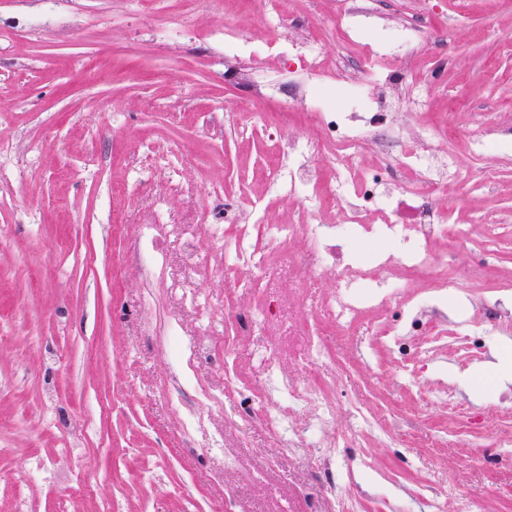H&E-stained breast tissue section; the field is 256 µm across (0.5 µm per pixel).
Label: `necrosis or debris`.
Instances as JSON below:
<instances>
[{"label": "necrosis or debris", "instance_id": "necrosis-or-debris-1", "mask_svg": "<svg viewBox=\"0 0 512 512\" xmlns=\"http://www.w3.org/2000/svg\"><path fill=\"white\" fill-rule=\"evenodd\" d=\"M381 3L336 0L333 25L338 33L354 44L365 36L371 40L360 64L342 63L325 73L323 43L308 30L276 48L298 79L287 86L265 87V95L292 108L318 102V123L308 137L276 138L270 189L295 208L289 221L281 224L264 223L260 197L238 210L234 231L224 238V253L233 259L224 268V281L234 282L237 268L244 267L250 277L243 281V288L266 291L264 272L274 264L297 289L307 288L309 279L329 272L336 290L308 312L277 301L246 309L225 305V314L257 332L259 339L243 347L225 345L224 360L234 364L256 360L270 366L266 383L249 388L248 393L255 414L286 448L309 447L320 435L330 448L347 447L357 438L356 433L336 431L338 405L325 388L272 371L280 356L299 355L308 368H319L330 355L324 343L329 328L355 342L365 362L391 353L392 366L411 376L405 392L414 402L453 414L464 434L484 440L488 447L511 448L512 438L501 435L503 419L512 415L511 391L496 392L475 410L455 393L439 398L412 379L414 355L434 353L451 340L479 357L488 352L489 345L467 313L452 318L439 313L448 286L447 271L436 273L433 287L418 300H406L403 293L415 274L430 267L433 244L449 237L450 211L439 200L449 184L458 180L460 168L446 145L421 142L414 134L382 124L386 103L401 97L406 88H421L422 81L410 63L386 70L380 60L394 43L422 39L428 26L384 13ZM325 149L331 152L327 165L319 161ZM367 149L376 153L380 172L388 176L379 191L352 168ZM397 169L402 172L398 178L393 175ZM377 195L388 216L386 223L372 225L366 215ZM298 238L307 241L308 250L292 249ZM390 313L406 319V332L397 333L391 326L369 338L361 337L366 319ZM296 406L314 412L309 427L302 431L294 428L288 414Z\"/></svg>", "mask_w": 512, "mask_h": 512}]
</instances>
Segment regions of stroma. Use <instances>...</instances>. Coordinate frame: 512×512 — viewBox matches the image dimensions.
<instances>
[{
	"instance_id": "1",
	"label": "stroma",
	"mask_w": 512,
	"mask_h": 512,
	"mask_svg": "<svg viewBox=\"0 0 512 512\" xmlns=\"http://www.w3.org/2000/svg\"><path fill=\"white\" fill-rule=\"evenodd\" d=\"M334 0H288L335 63L358 51L330 22ZM443 39L398 49L429 84L393 124L456 135L443 198L471 225L463 268L493 240V272L457 280L466 303L512 280V151L470 155L471 136L512 120V0H440ZM290 108L224 76L222 0H0V512H336L313 469L319 451L279 448L243 392H225V302L262 297L224 284L221 243L182 266L183 224H220L261 193L269 131H311ZM167 224L164 259L134 254L141 225ZM208 336L209 361L169 356V328ZM337 430L375 419L336 451L333 475L360 512H428L454 484L482 512H512V457L436 446L451 418L410 405L405 374L336 351ZM421 383L479 398L454 343L419 356Z\"/></svg>"
}]
</instances>
